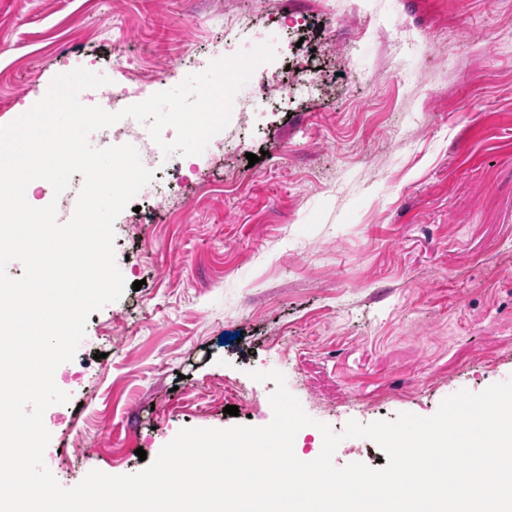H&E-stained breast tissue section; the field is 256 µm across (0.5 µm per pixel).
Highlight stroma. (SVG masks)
Listing matches in <instances>:
<instances>
[{
  "instance_id": "obj_1",
  "label": "stroma",
  "mask_w": 512,
  "mask_h": 512,
  "mask_svg": "<svg viewBox=\"0 0 512 512\" xmlns=\"http://www.w3.org/2000/svg\"><path fill=\"white\" fill-rule=\"evenodd\" d=\"M211 2L0 0V126L92 62L155 94L201 59L276 52L239 126L159 168L168 210L115 221L130 287L90 314L83 383L44 414L66 488L140 472L184 428L269 424L253 370L337 432L512 378V0H220L242 22L219 33L189 22ZM228 384L255 397L235 416ZM333 462L388 457L347 438Z\"/></svg>"
}]
</instances>
